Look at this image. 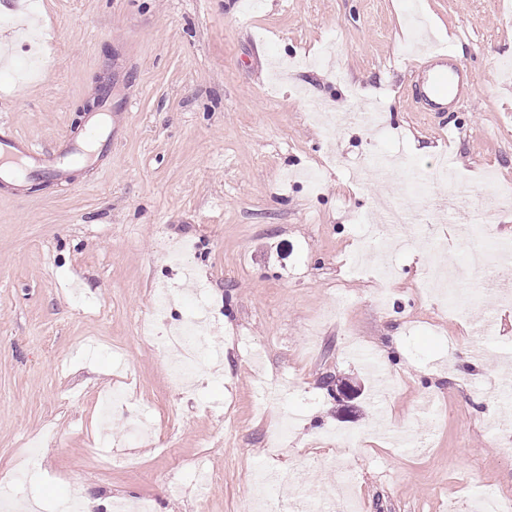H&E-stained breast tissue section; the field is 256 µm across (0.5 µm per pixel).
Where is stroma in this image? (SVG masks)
<instances>
[{"instance_id":"1","label":"stroma","mask_w":512,"mask_h":512,"mask_svg":"<svg viewBox=\"0 0 512 512\" xmlns=\"http://www.w3.org/2000/svg\"><path fill=\"white\" fill-rule=\"evenodd\" d=\"M0 0V134L53 149L85 134L102 85L122 113L106 153L71 184L17 192L0 183V478L37 451L34 488L88 512L153 496L155 512H253L252 472L300 488L357 477L364 512H472L492 490L512 499V305L460 286L457 314L422 289L433 266L465 264L458 230L512 238V11L503 0ZM421 8L464 70L471 97L446 115L414 107L407 84L427 53L405 17ZM274 58L306 65L277 79ZM380 106L386 128L361 121ZM468 198L437 222L447 162ZM318 171L309 186L299 177ZM424 214L388 231L391 297L373 294L387 207ZM208 287L205 338L220 365L173 386L162 343ZM170 290L151 331L155 291ZM478 365L449 367V339ZM244 344H237V337ZM286 381L260 402L255 366ZM356 385L352 410L325 378ZM122 391L143 416L113 411L100 448V395ZM290 415L281 448L267 445ZM352 437L348 447L325 431ZM218 463L206 489L195 466Z\"/></svg>"}]
</instances>
